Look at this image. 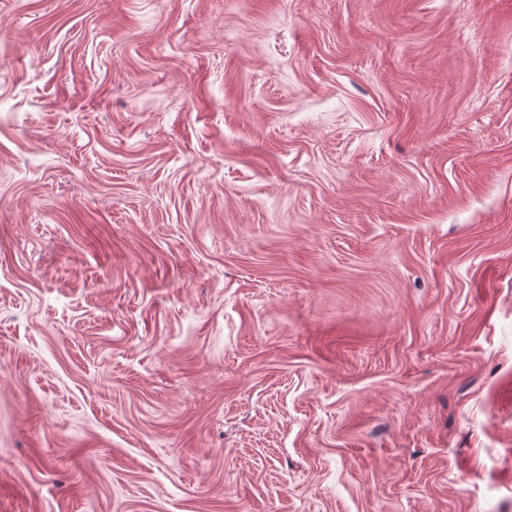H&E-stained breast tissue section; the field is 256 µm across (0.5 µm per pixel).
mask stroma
I'll return each instance as SVG.
<instances>
[{
  "instance_id": "obj_1",
  "label": "stroma",
  "mask_w": 512,
  "mask_h": 512,
  "mask_svg": "<svg viewBox=\"0 0 512 512\" xmlns=\"http://www.w3.org/2000/svg\"><path fill=\"white\" fill-rule=\"evenodd\" d=\"M0 512H512V0H0Z\"/></svg>"
}]
</instances>
